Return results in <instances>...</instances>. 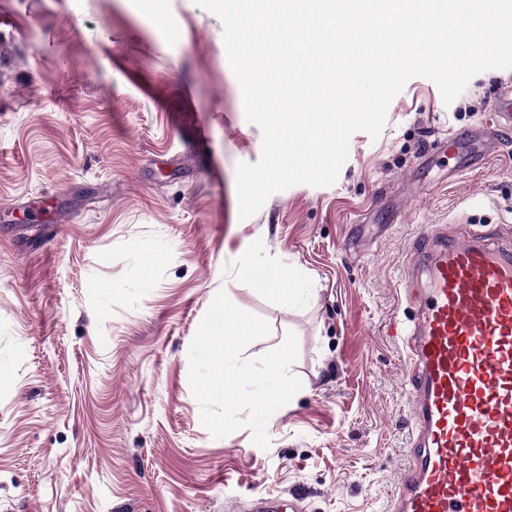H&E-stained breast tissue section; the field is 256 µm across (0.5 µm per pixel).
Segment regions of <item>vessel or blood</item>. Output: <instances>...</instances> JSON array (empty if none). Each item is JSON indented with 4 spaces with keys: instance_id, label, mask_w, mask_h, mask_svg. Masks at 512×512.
<instances>
[{
    "instance_id": "1",
    "label": "vessel or blood",
    "mask_w": 512,
    "mask_h": 512,
    "mask_svg": "<svg viewBox=\"0 0 512 512\" xmlns=\"http://www.w3.org/2000/svg\"><path fill=\"white\" fill-rule=\"evenodd\" d=\"M511 126L506 85L489 123L436 147H456L463 170L471 146ZM409 266L412 314L389 329L407 352L413 435L391 512H512V243L428 233Z\"/></svg>"
}]
</instances>
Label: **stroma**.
<instances>
[{
    "mask_svg": "<svg viewBox=\"0 0 512 512\" xmlns=\"http://www.w3.org/2000/svg\"><path fill=\"white\" fill-rule=\"evenodd\" d=\"M512 68L444 103L410 79L329 187L238 217L262 153L223 26L193 0H0V512H388L408 464L405 257L512 230V128L470 169L429 145L489 119ZM285 274L295 301L243 266ZM299 342L267 429L213 438L188 348L218 291Z\"/></svg>",
    "mask_w": 512,
    "mask_h": 512,
    "instance_id": "stroma-1",
    "label": "stroma"
}]
</instances>
